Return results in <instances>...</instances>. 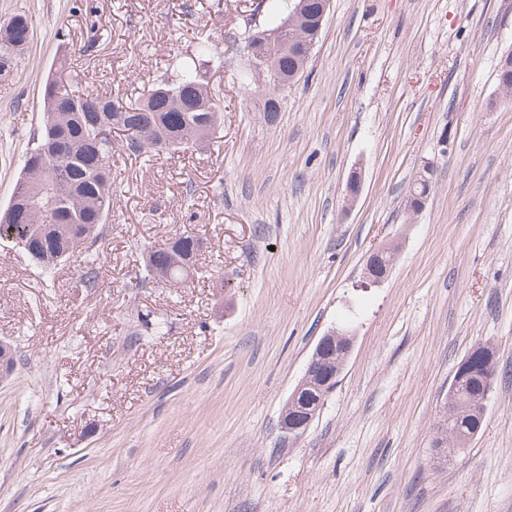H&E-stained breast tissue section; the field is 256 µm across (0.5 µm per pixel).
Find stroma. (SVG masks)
Listing matches in <instances>:
<instances>
[{"instance_id":"stroma-1","label":"stroma","mask_w":512,"mask_h":512,"mask_svg":"<svg viewBox=\"0 0 512 512\" xmlns=\"http://www.w3.org/2000/svg\"><path fill=\"white\" fill-rule=\"evenodd\" d=\"M252 0H0L32 32L0 79V210L39 126L48 75L137 100L191 35L217 142L112 149V213L84 285L0 242V512H512V106L498 64L512 0H331L275 123L232 45ZM421 211L405 193L423 164ZM363 188L345 209L349 173ZM203 242L188 282L139 287L143 255ZM402 247L362 287L371 253ZM150 314L161 331L147 332ZM355 335L336 390L298 439L283 405L319 339ZM496 350L478 436L439 463L436 414L460 360Z\"/></svg>"}]
</instances>
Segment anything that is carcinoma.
<instances>
[{
  "instance_id": "carcinoma-1",
  "label": "carcinoma",
  "mask_w": 512,
  "mask_h": 512,
  "mask_svg": "<svg viewBox=\"0 0 512 512\" xmlns=\"http://www.w3.org/2000/svg\"><path fill=\"white\" fill-rule=\"evenodd\" d=\"M321 5L322 0H305L303 20L288 31L285 49L279 43H266L259 31L244 26L239 38L243 50L269 57L280 75L296 83L308 64L304 47L311 19ZM212 54L209 38H197L193 55L173 73L160 75L144 99L134 104L74 90L80 74L61 64L45 84L41 127L20 159L21 176L9 200L27 207V220L19 224L3 212L0 241L11 243L48 274L101 242L112 208V132L128 133L123 146L137 156L203 147L220 133V113L201 70ZM510 60L512 54L498 70V86L508 103H512ZM264 83L269 90L263 118L272 123L279 112L277 92L284 86L270 75ZM200 249V240L188 232L175 237L168 251L154 246L145 256L148 275L181 282L184 263H196ZM491 350L484 344L465 356L471 377L458 390L457 400L437 413L433 433L445 443L436 450L441 458L463 453L472 441L479 422L476 409L483 394V372L496 371L495 361L485 355Z\"/></svg>"
}]
</instances>
